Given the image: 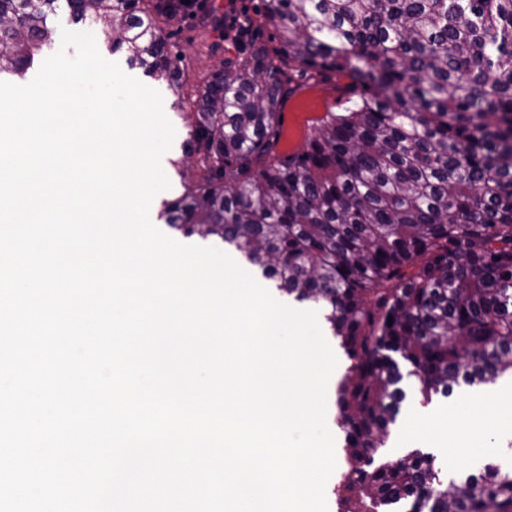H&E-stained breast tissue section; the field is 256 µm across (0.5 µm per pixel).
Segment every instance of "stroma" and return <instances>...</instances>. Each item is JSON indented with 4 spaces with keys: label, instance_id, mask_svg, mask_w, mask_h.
Segmentation results:
<instances>
[{
    "label": "stroma",
    "instance_id": "35a3bbf8",
    "mask_svg": "<svg viewBox=\"0 0 512 512\" xmlns=\"http://www.w3.org/2000/svg\"><path fill=\"white\" fill-rule=\"evenodd\" d=\"M163 27L189 74L221 70L225 57L231 54L225 45L219 53H210L208 44L213 36L200 27L198 17L180 12L165 19ZM338 97L339 91L332 81L301 88L292 96L283 110L288 141L279 144V152L287 155L300 150L316 121L334 106ZM166 116L176 131L171 148L161 159L171 187L154 198L150 207V218L154 221L158 220L164 202L180 196L191 180L183 143L193 122L192 107L183 103L169 108ZM470 394V388L462 387L451 397L436 398L427 405L411 402L392 426L384 447L377 452L378 458L389 460L418 449L433 454L448 479L479 472L487 462L484 450L492 446L494 437L503 433L512 435V414L496 410L491 413L487 426L459 428L454 421L471 412Z\"/></svg>",
    "mask_w": 512,
    "mask_h": 512
}]
</instances>
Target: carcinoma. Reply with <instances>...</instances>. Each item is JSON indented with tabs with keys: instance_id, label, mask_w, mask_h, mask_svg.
Listing matches in <instances>:
<instances>
[{
	"instance_id": "1",
	"label": "carcinoma",
	"mask_w": 512,
	"mask_h": 512,
	"mask_svg": "<svg viewBox=\"0 0 512 512\" xmlns=\"http://www.w3.org/2000/svg\"><path fill=\"white\" fill-rule=\"evenodd\" d=\"M177 0H0V78L39 67L62 20L194 110V186L166 223L217 236L316 304L350 361L336 386L340 512H512V468L445 481L419 450L376 462L413 379L426 403L512 372V0H262L251 40L191 80L161 27ZM349 95L277 150L300 78Z\"/></svg>"
}]
</instances>
